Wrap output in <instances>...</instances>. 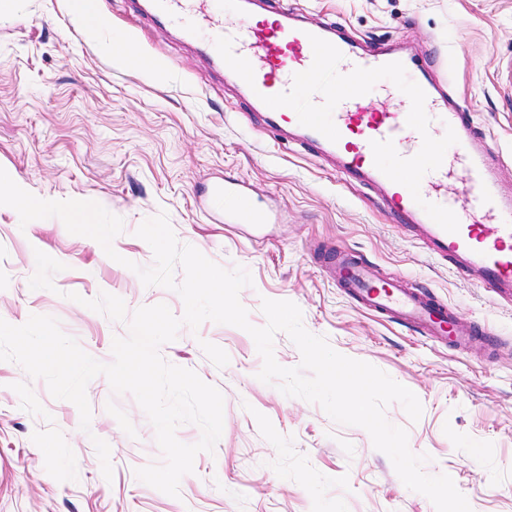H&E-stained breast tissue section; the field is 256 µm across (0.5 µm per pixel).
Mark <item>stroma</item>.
Masks as SVG:
<instances>
[{"label": "stroma", "instance_id": "35a3bbf8", "mask_svg": "<svg viewBox=\"0 0 512 512\" xmlns=\"http://www.w3.org/2000/svg\"><path fill=\"white\" fill-rule=\"evenodd\" d=\"M94 30L78 27L68 0H18L0 15V165L45 200H89L121 217L110 259L60 219L24 228L0 206V319L19 326L47 315L94 359H113L128 325L83 306L101 293L127 311L166 304L175 291L144 286L135 266L153 263L140 224L166 212L180 243L252 278L240 301L264 326L262 299L288 300L303 325L338 353L374 365L420 400L411 421L401 404L386 417L408 432L423 471L449 475L472 512H512V295L498 300L424 250L410 224L393 218L380 192L345 177L311 147L278 136L249 99L140 7L98 0ZM312 22L333 20L363 45L413 46L502 150L500 179L512 185V0H288ZM217 181L247 183L272 221L215 222L202 200ZM359 254L378 278L453 307L462 331L488 324L499 341L459 350L365 312L328 277L314 250ZM64 265L54 290L31 289L36 252ZM81 302H74L72 294ZM224 397L222 435L199 453L171 497L141 482L162 462L156 432L128 393L105 376L87 386L89 431L70 401L44 380L0 361V512H435L405 487L369 433L333 421L321 406L258 380L251 335L203 322L181 327L160 349ZM111 449L105 479L94 439Z\"/></svg>", "mask_w": 512, "mask_h": 512}]
</instances>
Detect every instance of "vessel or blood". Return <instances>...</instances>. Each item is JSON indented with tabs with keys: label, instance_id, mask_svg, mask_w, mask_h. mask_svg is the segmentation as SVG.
<instances>
[{
	"label": "vessel or blood",
	"instance_id": "obj_1",
	"mask_svg": "<svg viewBox=\"0 0 512 512\" xmlns=\"http://www.w3.org/2000/svg\"><path fill=\"white\" fill-rule=\"evenodd\" d=\"M149 8L234 74L267 125L299 128L346 177L382 187L389 211L412 216L432 252L491 294L512 291V195L492 163L496 147L471 112L449 105L427 62L386 47L360 51L334 24L308 26L273 6L252 13L243 0H151ZM385 75L408 80L407 109H370ZM210 198L226 218L268 221L245 184L215 185ZM326 269L365 309L456 348L469 343L454 310L404 279L372 280L366 263L343 251Z\"/></svg>",
	"mask_w": 512,
	"mask_h": 512
}]
</instances>
